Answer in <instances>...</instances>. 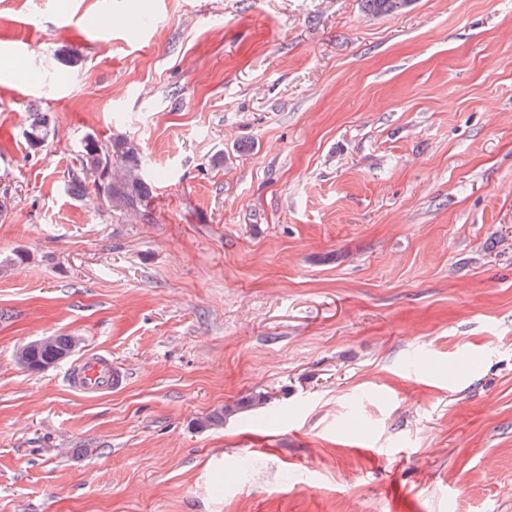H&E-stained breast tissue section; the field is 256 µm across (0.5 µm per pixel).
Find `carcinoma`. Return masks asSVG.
I'll return each mask as SVG.
<instances>
[{"label":"carcinoma","mask_w":512,"mask_h":512,"mask_svg":"<svg viewBox=\"0 0 512 512\" xmlns=\"http://www.w3.org/2000/svg\"><path fill=\"white\" fill-rule=\"evenodd\" d=\"M373 16H387L403 11L410 0H362ZM48 135L46 116L36 113L28 126V140L35 146ZM79 171L72 174V187L79 196L93 188L96 199L110 211L133 214L148 199L147 184L142 178L143 160L138 147L124 137L101 143L92 138L84 141ZM72 337L56 336L47 345H32L26 354V368L41 371L57 363L71 347Z\"/></svg>","instance_id":"carcinoma-1"}]
</instances>
